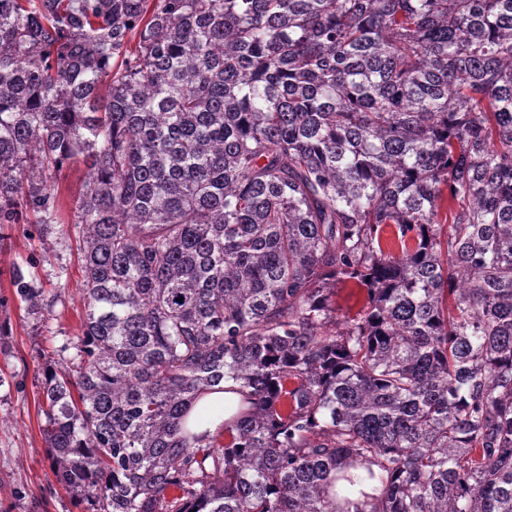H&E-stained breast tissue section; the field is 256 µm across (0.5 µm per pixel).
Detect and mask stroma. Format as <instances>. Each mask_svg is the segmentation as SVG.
I'll return each instance as SVG.
<instances>
[{
	"instance_id": "35a3bbf8",
	"label": "stroma",
	"mask_w": 512,
	"mask_h": 512,
	"mask_svg": "<svg viewBox=\"0 0 512 512\" xmlns=\"http://www.w3.org/2000/svg\"><path fill=\"white\" fill-rule=\"evenodd\" d=\"M87 169L75 164L60 183L65 225L12 224L0 230V512H82L77 498L56 483L40 433L42 369L72 362L84 313L83 272L72 209ZM33 260L43 308L29 314L11 288L13 265ZM368 301L354 279L336 282L330 304L338 319L356 317Z\"/></svg>"
}]
</instances>
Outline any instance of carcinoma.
<instances>
[{
	"mask_svg": "<svg viewBox=\"0 0 512 512\" xmlns=\"http://www.w3.org/2000/svg\"><path fill=\"white\" fill-rule=\"evenodd\" d=\"M75 162L87 512H512V0H0V229ZM330 304L338 319H352L366 306L367 288L356 279H341L331 288ZM238 396L235 394H224V392H217L206 396L202 401H200L194 408L191 410L187 427L191 433H195L198 435L207 434L209 437L217 435L219 432L223 430L224 424V399H230L234 402L238 400ZM203 406H208L210 409H218L222 408L221 416H213L207 418L204 422H200L197 420V415Z\"/></svg>",
	"mask_w": 512,
	"mask_h": 512,
	"instance_id": "1",
	"label": "carcinoma"
}]
</instances>
